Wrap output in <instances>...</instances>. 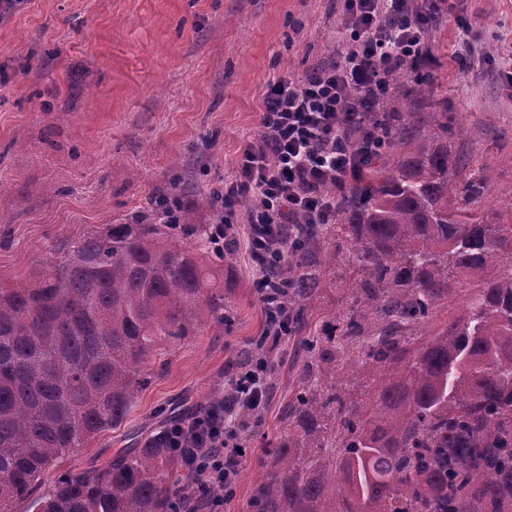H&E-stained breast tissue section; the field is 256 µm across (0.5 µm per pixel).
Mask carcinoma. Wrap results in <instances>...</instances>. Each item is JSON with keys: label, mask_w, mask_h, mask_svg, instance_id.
<instances>
[{"label": "carcinoma", "mask_w": 512, "mask_h": 512, "mask_svg": "<svg viewBox=\"0 0 512 512\" xmlns=\"http://www.w3.org/2000/svg\"><path fill=\"white\" fill-rule=\"evenodd\" d=\"M379 134L336 223L297 218L269 257L263 294L296 338L297 371L247 512H512V213L486 206L489 166L461 174L448 138L388 121ZM164 199L171 221L153 209L111 224L29 283L0 284V512L123 424L162 345L224 324L236 251L190 223L178 186ZM177 228L197 245L179 246ZM340 259L357 278L333 336L306 313ZM461 292L465 311L416 340ZM364 363L378 373L368 407L346 381ZM181 420L67 471L39 512H207L224 488L174 447Z\"/></svg>", "instance_id": "cac0c4a2"}]
</instances>
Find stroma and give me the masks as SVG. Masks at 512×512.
<instances>
[{
    "mask_svg": "<svg viewBox=\"0 0 512 512\" xmlns=\"http://www.w3.org/2000/svg\"><path fill=\"white\" fill-rule=\"evenodd\" d=\"M436 24L427 36V94L389 92L385 111L411 109L426 137L447 135L457 153L489 164L486 201L512 209V91L497 78L498 51L512 46V0H425ZM473 26L484 56L454 58L457 18ZM344 0H24L0 21V282L27 281L61 244L130 223L160 191L189 179L192 221L210 223L213 190L235 170L243 138L256 134L266 84L303 77L344 48ZM239 249L223 326L150 360V381L119 428L97 435L43 475L108 460L134 431L150 432L170 412L223 395L265 313ZM350 272L336 264L309 322L321 328L345 309ZM288 344L276 396L260 425L241 436L247 453L224 512H245L264 443L292 386Z\"/></svg>",
    "mask_w": 512,
    "mask_h": 512,
    "instance_id": "obj_1",
    "label": "stroma"
}]
</instances>
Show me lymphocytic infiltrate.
Wrapping results in <instances>:
<instances>
[{"instance_id": "f902f5d3", "label": "lymphocytic infiltrate", "mask_w": 512, "mask_h": 512, "mask_svg": "<svg viewBox=\"0 0 512 512\" xmlns=\"http://www.w3.org/2000/svg\"><path fill=\"white\" fill-rule=\"evenodd\" d=\"M349 38L333 61L305 78L284 72L267 84L257 135L247 137L235 172L224 181V206L214 214V235L224 241L244 226L265 283L264 253L277 251L279 225L306 216L311 224L336 221V200L362 162L380 146L377 105L389 93L390 74L415 68L427 53L428 17L412 0H345ZM218 415L192 417L178 429L182 448L208 449L206 480L234 486L224 460L244 456L237 444L243 411H260L266 372H239Z\"/></svg>"}]
</instances>
